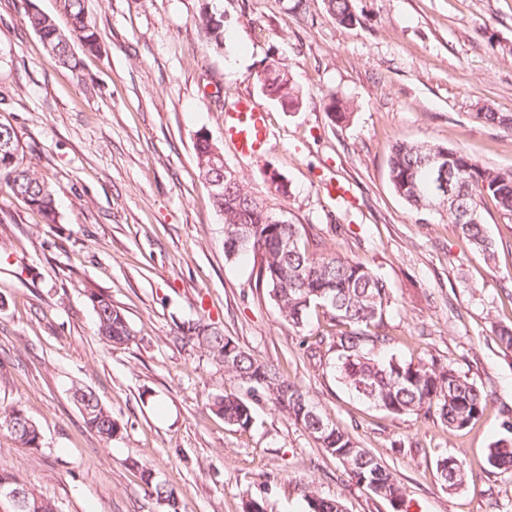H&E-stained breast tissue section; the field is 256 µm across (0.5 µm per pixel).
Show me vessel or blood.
<instances>
[{
    "instance_id": "b4317fda",
    "label": "vessel or blood",
    "mask_w": 512,
    "mask_h": 512,
    "mask_svg": "<svg viewBox=\"0 0 512 512\" xmlns=\"http://www.w3.org/2000/svg\"><path fill=\"white\" fill-rule=\"evenodd\" d=\"M270 134L266 112L251 100H238L233 109L224 113V137L241 156L264 153Z\"/></svg>"
}]
</instances>
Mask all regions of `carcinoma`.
I'll return each instance as SVG.
<instances>
[{"mask_svg":"<svg viewBox=\"0 0 512 512\" xmlns=\"http://www.w3.org/2000/svg\"><path fill=\"white\" fill-rule=\"evenodd\" d=\"M217 2L204 0L196 24L205 43L215 49L224 45V20ZM356 0H324L328 14L337 24L347 27L360 23ZM70 28L61 30L55 21L36 8L25 12V21L44 44L49 55L60 65L79 71L80 60L74 49L64 44L61 36L76 38L89 50L101 48L99 35L85 12V0H65ZM263 96L277 102L287 97L302 99L288 69L275 64L265 69ZM328 109L336 121L350 115L348 101L334 94L328 96ZM475 118L512 130V115L491 110L478 112ZM443 147L399 140L392 146L388 160L390 182L400 197L415 211L434 209L446 200L433 191L432 177L425 159L432 151ZM448 151V188L458 204L468 210L464 220L448 213L470 247L493 262L496 244L487 233L482 210L490 200L498 212L512 219V170L488 167L459 148ZM199 173L205 181L227 178L231 190L211 195L214 210L224 220V256L238 258L250 251L259 258L257 281L265 286L280 319L294 328H304L312 312L320 311L329 318L332 331L316 334L315 342L307 346L308 358H322V345L327 352L338 353V372L344 385L370 406L393 416L433 415L441 424L458 431L478 421L493 396L470 382L450 364L436 361L407 362L395 357L381 358L376 347L386 342L384 318L392 304V291L386 280L364 264L337 254L313 253L304 241L303 226L276 224L283 219L275 200L288 196L283 186L267 198L254 197L245 181L224 170L220 156L222 148L200 131L195 142ZM0 173L5 174L12 193L39 211L46 223H56L55 193L27 161L14 128L0 123ZM250 227V242H239L241 226ZM87 297L92 306L97 335L106 342L122 346L136 339L125 313L104 294L90 288ZM173 338L184 345L197 347L224 373L247 387V396L224 392L209 401V409L224 419V423L247 430L254 423V414L247 397L263 398L300 426L317 447L336 459L355 483L374 491L379 483L386 500L404 499V490L393 473L349 432L341 429L319 411L314 401L300 386L291 381L278 367L261 361L245 351L223 329L199 317L174 323ZM74 397L86 425L103 440L110 441L120 432L118 421L96 394L77 387ZM0 430L10 433L16 442L37 449L41 431L34 419L21 408L0 412ZM487 464L503 472H512V438H500L487 448ZM448 457L437 460V474L446 488L458 489L468 481L466 465L449 473ZM141 479L151 495L164 502L168 512H180L179 491L157 479L148 468L141 469ZM18 488L24 492L28 507L24 512H60L51 499L36 492L23 479L0 470V486ZM304 498L309 512H344L341 502L319 495L310 485H304Z\"/></svg>","mask_w":512,"mask_h":512,"instance_id":"1","label":"carcinoma"}]
</instances>
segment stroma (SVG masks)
Returning <instances> with one entry per match:
<instances>
[{"label": "stroma", "instance_id": "stroma-1", "mask_svg": "<svg viewBox=\"0 0 512 512\" xmlns=\"http://www.w3.org/2000/svg\"><path fill=\"white\" fill-rule=\"evenodd\" d=\"M288 0H222L224 46L205 48L201 0H86L101 49L77 48L79 73L61 67L24 22L29 7L67 27L63 0H0V122L55 191L58 220L0 180V410L22 407L42 446L0 431V470L54 500L61 512H166L141 468L182 493L181 512H306L302 483L345 512H512V473L486 450L512 420V351L496 323L512 325V221L494 206L487 262L449 224L445 209L415 212L394 191L388 159L398 140L458 147L512 169V130L484 124V109L512 114V0H356L361 23L336 24L323 0L296 21ZM287 65L303 103L264 98L255 76ZM348 100L334 122L325 94ZM247 97L274 133L260 158L226 147L224 111ZM208 131L249 190L267 196L266 170L288 182L285 219L310 244L360 261L392 290L384 354L453 364L494 395L461 431L377 410L339 381L336 358L310 364L305 329L280 320L254 258L224 256V223L200 176L194 144ZM351 189L337 206L322 191ZM106 294L137 333L111 346L95 333L88 288ZM210 318L259 360L278 365L319 409L353 434L406 490L392 506L355 484L334 458L266 401L240 431L207 407L240 384L199 349L173 341L175 322ZM95 392L122 426L103 441L84 422L74 387ZM466 460L456 490L440 455ZM449 457H455L454 455H446L442 456L437 460V474L439 475L441 481L449 490L461 488L468 481V470L466 468L465 462L457 458L461 462V467L457 468L453 473H447L446 470H450L451 462H448Z\"/></svg>", "mask_w": 512, "mask_h": 512}]
</instances>
